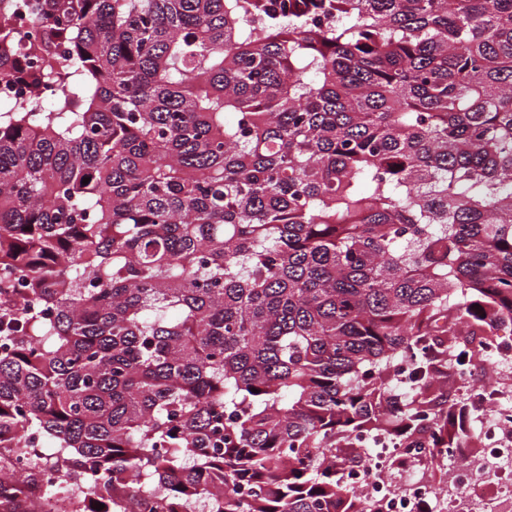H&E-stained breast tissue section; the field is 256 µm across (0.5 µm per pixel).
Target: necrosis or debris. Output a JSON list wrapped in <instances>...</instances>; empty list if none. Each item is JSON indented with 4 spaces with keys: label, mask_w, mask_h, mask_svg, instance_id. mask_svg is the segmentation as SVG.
I'll return each mask as SVG.
<instances>
[{
    "label": "necrosis or debris",
    "mask_w": 512,
    "mask_h": 512,
    "mask_svg": "<svg viewBox=\"0 0 512 512\" xmlns=\"http://www.w3.org/2000/svg\"><path fill=\"white\" fill-rule=\"evenodd\" d=\"M495 403L480 407L479 415L486 428L497 435L501 447L498 452L479 457H468L456 465L442 490L420 478L415 463L429 454L425 448H409L405 454L412 466L402 476L376 479L360 473L355 484L360 493L382 504L384 512H418L419 505L429 497L439 496L448 506V512H512V491L492 499L489 507H482V499L474 494V485L488 481L512 480V384L497 386L493 391Z\"/></svg>",
    "instance_id": "necrosis-or-debris-1"
}]
</instances>
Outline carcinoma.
<instances>
[{"label":"carcinoma","instance_id":"1","mask_svg":"<svg viewBox=\"0 0 512 512\" xmlns=\"http://www.w3.org/2000/svg\"><path fill=\"white\" fill-rule=\"evenodd\" d=\"M26 9L0 77L60 92L0 109V507L381 512L368 441L472 437L441 379L512 327V0Z\"/></svg>","mask_w":512,"mask_h":512}]
</instances>
